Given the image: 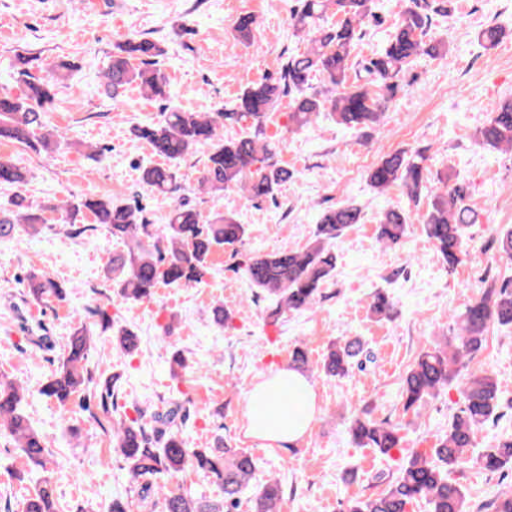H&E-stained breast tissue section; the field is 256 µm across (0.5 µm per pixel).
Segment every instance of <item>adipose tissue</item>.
<instances>
[{"instance_id":"1","label":"adipose tissue","mask_w":512,"mask_h":512,"mask_svg":"<svg viewBox=\"0 0 512 512\" xmlns=\"http://www.w3.org/2000/svg\"><path fill=\"white\" fill-rule=\"evenodd\" d=\"M316 412L308 376L285 367L250 391L246 431L259 440L290 445L306 434Z\"/></svg>"}]
</instances>
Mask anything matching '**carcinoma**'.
Listing matches in <instances>:
<instances>
[{"label":"carcinoma","instance_id":"carcinoma-1","mask_svg":"<svg viewBox=\"0 0 512 512\" xmlns=\"http://www.w3.org/2000/svg\"><path fill=\"white\" fill-rule=\"evenodd\" d=\"M374 0H300L292 15L296 32L304 34L307 47L293 54L278 79H264L247 85L229 108L222 112L199 113L170 109L153 126L132 128V135L146 141L152 151L166 159L164 165L140 170L139 182L148 191L174 199L165 223L155 226L139 220L137 208L110 197H81L61 202L70 222L88 212L106 234L127 246L126 252L110 260L106 277L126 301L151 298L162 283L187 286L202 282L211 255L224 247H235L247 237L248 227L232 211H217L205 219L196 208L179 201L182 191L179 165L196 152L205 151L201 182L212 191L239 187L248 200L274 196L288 182V168L277 160L279 144L268 140L265 127L281 98H288L289 125L301 129L312 124L323 112L335 117L346 129L361 131L380 125L389 108L394 80L420 57H437L448 47V37L428 36L432 17L453 21L455 0H406L385 48L354 72L358 46L365 36V23L374 16ZM338 21L323 24L329 10ZM256 20L240 17L237 38L251 39ZM477 39L493 49L502 31L488 26ZM164 48L147 37L135 36L118 44L112 62L103 72L102 85L114 101L127 87L136 84L151 97L166 94V80L157 68ZM74 64L62 60L46 76H28L20 93L0 92V139L29 142L36 140L45 151L58 147L55 136L44 129V112L53 104L60 84ZM320 75L326 89L310 85L311 76ZM384 93L374 91V88ZM226 125L241 126V134L226 138L219 130ZM476 139L488 149L512 150V100L499 102L487 121L476 130ZM427 157L420 150H400L382 157L370 170V186L383 192L394 185L402 188L409 201L419 202L425 189ZM26 182L23 168L11 158L0 157V185L21 186ZM441 187L430 192L428 209L422 216L423 230L436 254L453 272L470 255L465 228L477 221L468 204L467 189L440 178ZM12 215L0 217V237L9 236L21 225L30 235L44 227L45 207L33 205L17 195ZM362 209L353 201L324 211L315 225L312 240L297 250L250 255L243 272L256 288L264 290L271 302L272 322L285 313H301L315 308L322 286L336 268L331 244L353 225L361 223ZM412 224L411 211L385 212L377 228L378 241L388 247L399 245ZM27 293L38 301L66 299L64 286L43 271L26 276ZM370 311L390 320L397 303L386 293L375 294ZM459 331L443 344L418 355L402 380L403 410L414 409L440 389L456 383L463 404L448 423V433L438 439L428 453L414 451L388 489L375 497L355 502L349 512H406V506L425 501L429 512H471L461 486L452 478L455 470L469 461L475 447V434L494 420L499 409V381L489 371L468 372V366L482 350L491 324L512 327V279L481 289L459 315ZM113 344L132 355L138 349L136 336L125 329L112 330ZM92 336L86 327L73 329L66 352L58 367L42 386V394L66 406L88 381L87 360ZM362 353L357 339H338L324 355L320 371L329 378L348 374L355 358ZM21 387L13 381H0V427L7 430L16 447L35 467L45 466L48 449L40 433L21 413ZM184 407L170 399L165 410L151 415L160 440L146 434L139 420H119L112 424V443L128 465L130 479L140 486V500L161 512H235L239 496L255 471L252 455L240 448H228L217 441L215 447L187 448L178 433ZM353 442L386 455L400 447L398 428L377 422L365 410L350 428ZM476 462L490 473L512 470V437L477 454ZM192 470L213 478L222 493L216 502L196 500L169 481ZM163 482H158L161 477ZM283 499L282 485L276 478L253 493L255 512H278ZM24 512H56L53 488L45 479L35 495L25 503ZM476 512H512V493L488 500Z\"/></svg>","mask_w":512,"mask_h":512}]
</instances>
